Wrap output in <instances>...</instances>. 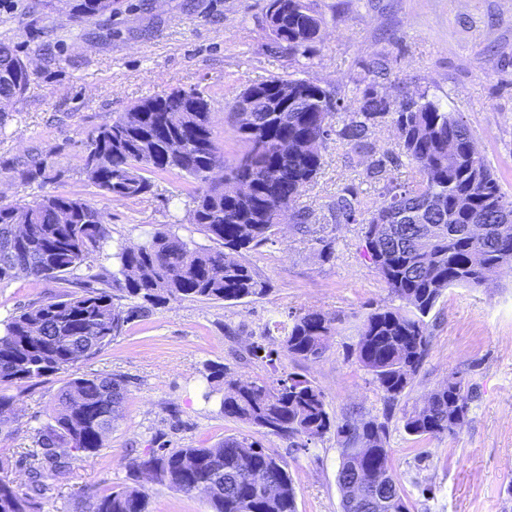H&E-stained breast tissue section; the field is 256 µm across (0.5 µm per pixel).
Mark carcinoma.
<instances>
[{
  "instance_id": "cac0c4a2",
  "label": "carcinoma",
  "mask_w": 512,
  "mask_h": 512,
  "mask_svg": "<svg viewBox=\"0 0 512 512\" xmlns=\"http://www.w3.org/2000/svg\"><path fill=\"white\" fill-rule=\"evenodd\" d=\"M68 2L73 18L89 22L112 16L115 0ZM264 22L275 47L296 62L312 59L322 19L305 0H266ZM29 81L26 61L0 43V100L13 103ZM244 103L250 112L238 121L237 132L245 151L231 165L214 137L211 103L195 90L163 92L131 105L88 134L81 156L82 171L111 198L153 193L151 174L191 179L192 222L221 244L219 249L164 230L107 255L109 224L89 200L55 194L33 204L0 205V282L24 274L78 286L25 304L3 322L0 389L97 356L129 323L170 301L236 303L268 293L267 283L240 255L276 234L281 210L294 207L318 173L338 103L321 85L290 75L243 89L232 109ZM387 115L417 178L385 184L379 203L360 221L368 259L400 305L377 308L360 321L353 353L391 408L429 351L428 317L443 291L475 288L485 271L512 269V202L476 152L469 128L423 95L409 102L380 93L372 82L356 96L338 136L364 150L370 126ZM215 167L224 169V179L209 182L206 172ZM230 180L248 190L227 192ZM334 209L336 221H358L356 198L340 195ZM103 256L113 260V270L93 272ZM83 269L80 280H71ZM336 321L317 311L292 316L281 323L282 352L317 361L336 334ZM85 336L94 337L92 347L83 345ZM208 378L223 392L221 413L258 432L288 437L303 450L332 429L355 442L340 449L337 483L368 477L387 484L389 496L373 508L344 497L342 512H408L385 447L384 423L336 422L324 391L303 375L244 383L217 368ZM126 395V381L116 374L66 382L57 394L53 423L37 432L43 453L29 466L31 494L18 496L0 477V512H30L69 466L55 449H71L70 460L94 457L121 417ZM471 401L472 387L453 378L422 408L403 413V428L418 437L454 434L466 423ZM130 467L137 472L145 467L149 479L186 494L207 484L212 512H297L283 462L250 435L226 437L209 448H160L133 459ZM87 512H148V500L141 490L125 487L94 497Z\"/></svg>"
}]
</instances>
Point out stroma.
Returning <instances> with one entry per match:
<instances>
[{
    "label": "stroma",
    "mask_w": 512,
    "mask_h": 512,
    "mask_svg": "<svg viewBox=\"0 0 512 512\" xmlns=\"http://www.w3.org/2000/svg\"><path fill=\"white\" fill-rule=\"evenodd\" d=\"M323 19L308 79L340 104L334 128L347 120L356 95L369 83L379 91L424 93L469 128L477 152L512 197V0H311ZM265 0H117L103 26L76 22L67 0H0V41L17 45L34 70L23 95L0 117V204L32 203L50 194L95 202L108 214L107 251L171 230L197 245L214 242L191 220L193 185L171 173L153 177L144 198L105 199L81 170L88 134L111 123L141 98L173 88L198 90L213 101V130L227 159L243 151L230 110L244 86L297 72L299 65L272 43L263 22ZM384 65L375 78L370 63ZM372 155L341 139L322 152L316 178L296 203L314 232L294 224L241 258L269 284L266 296L224 302L173 301L129 324L96 357L69 370L10 387L15 412L0 423V476L19 496L28 492V467L41 449L36 433L53 421L56 396L81 375L118 374L127 381L121 418L104 448L74 462L38 498L33 512H84L96 495L136 486L149 512H210L205 493L184 494L142 476L133 458L159 447L202 448L249 433L224 417L211 394L208 370L224 366L242 381L306 375L326 393L337 421L387 418L386 446L406 494L409 512H512V271L499 269L476 288L443 292L430 315L429 352L400 398V410L422 407L448 379L475 388L466 424L453 435H409L371 376L351 352L355 323L390 304L370 266L362 227L336 221L339 195L354 193L362 209L380 199L385 183L411 182L409 164L370 178L372 156L397 152L391 118L370 129ZM46 162L43 176L22 179L31 159ZM332 243L330 257L321 240ZM62 290L52 279L19 276L0 283V321L34 300ZM340 319L325 354L303 362L250 356L253 345L278 348L275 322L306 311ZM263 448L284 462L297 512H342L337 483L344 439L328 432L309 450L286 437L261 433Z\"/></svg>",
    "instance_id": "35a3bbf8"
}]
</instances>
